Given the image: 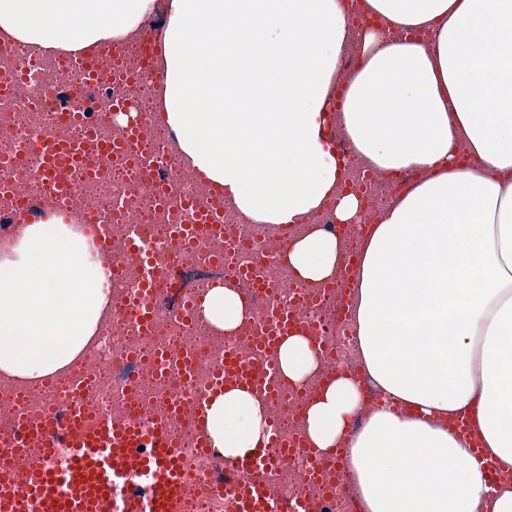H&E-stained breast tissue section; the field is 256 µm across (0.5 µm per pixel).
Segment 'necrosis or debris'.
I'll return each mask as SVG.
<instances>
[{"label":"necrosis or debris","instance_id":"necrosis-or-debris-1","mask_svg":"<svg viewBox=\"0 0 512 512\" xmlns=\"http://www.w3.org/2000/svg\"><path fill=\"white\" fill-rule=\"evenodd\" d=\"M152 17L127 38L113 42L107 61L86 71L67 53H38L0 32V162H11L9 185L0 188V248L17 236L25 207L39 203L43 214L63 215L68 226L86 232L89 225H108L110 247L93 258L106 271L108 309L86 351L54 381L33 384L0 373V439L13 436L18 402L31 418L50 407L64 406L75 386L86 385L80 403L88 420L108 415L115 424L130 419L170 422L175 434L195 431L193 399L215 370L232 360L277 364L276 353L259 352L277 311H293L302 333L320 346L318 371L303 384L279 379L274 392L260 400L283 435L304 437L305 410L326 374L335 368L355 370L356 338L345 308L347 284L331 278L319 284L294 280L282 259L288 237L320 229L342 236L334 202L288 228L253 224L212 184L185 166L153 105L156 76L142 77L138 63L145 51H156L150 38ZM40 96H33L32 88ZM132 102L139 122L137 142H129L126 125L113 110ZM77 110L79 122H62L63 111ZM66 138L79 143L76 161L61 173L68 193L46 195L32 156L38 139ZM406 174L377 176L369 167L347 170L345 186L362 202V223L377 218V205L392 196ZM192 197L193 208L182 204ZM222 216L210 234L175 240L176 230L204 217ZM138 232L143 254L130 252L128 238ZM156 274L152 320L140 327L128 301L145 269ZM235 285L246 313L227 333L201 315L184 318L186 302L197 301L218 282ZM276 498H307L312 512H356V496L335 458L311 456L298 448L278 456L266 475Z\"/></svg>","mask_w":512,"mask_h":512}]
</instances>
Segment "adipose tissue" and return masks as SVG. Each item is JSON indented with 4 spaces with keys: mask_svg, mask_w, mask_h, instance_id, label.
<instances>
[{
    "mask_svg": "<svg viewBox=\"0 0 512 512\" xmlns=\"http://www.w3.org/2000/svg\"><path fill=\"white\" fill-rule=\"evenodd\" d=\"M388 24L352 21L344 0H166L160 118L186 164L252 223H300L336 199L359 222L326 137L340 122L376 172H421L367 227L350 309L361 378L323 382L306 411L317 454L343 449L358 512H512V486L490 487L480 444L512 471V0H366ZM157 0H0V31L43 52L89 54L132 33ZM422 26L428 40L393 36ZM359 42L358 64L338 81ZM343 83L341 112L328 106ZM88 238L62 217L25 226L0 256V372L39 381L89 344L106 306ZM343 246L313 230L291 241L296 279L333 277ZM202 315L233 332L234 286L210 288ZM318 346L295 333L279 348L303 383ZM382 405L359 431L362 381ZM212 447L237 462L269 437L249 391L215 393Z\"/></svg>",
    "mask_w": 512,
    "mask_h": 512,
    "instance_id": "1",
    "label": "adipose tissue"
}]
</instances>
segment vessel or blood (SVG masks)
<instances>
[{
    "label": "vessel or blood",
    "mask_w": 512,
    "mask_h": 512,
    "mask_svg": "<svg viewBox=\"0 0 512 512\" xmlns=\"http://www.w3.org/2000/svg\"><path fill=\"white\" fill-rule=\"evenodd\" d=\"M78 153L70 142L43 146L40 173L52 190L62 188L59 167ZM295 329L292 313H277L260 343L278 345ZM264 375L255 364H241L219 376L215 387L235 383L253 389ZM26 434L38 440L40 448L21 487L0 486V512H182L188 473L164 424L115 427L105 418L89 423L72 407L63 413L49 411ZM294 445V440L271 433L267 447L225 474L220 490L230 512H309L305 500L285 505L265 488L270 449Z\"/></svg>",
    "instance_id": "obj_1"
}]
</instances>
